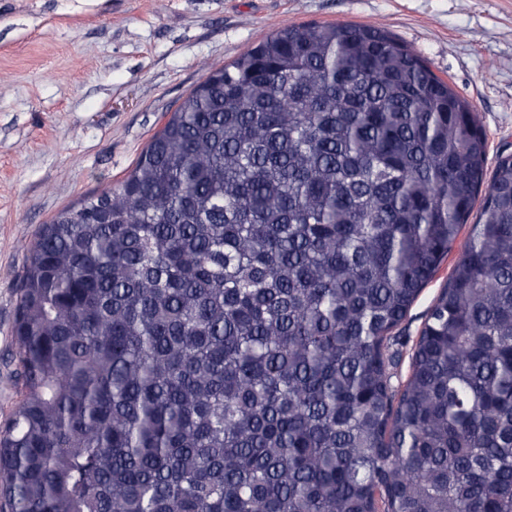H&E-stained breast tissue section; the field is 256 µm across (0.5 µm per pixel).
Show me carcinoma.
Masks as SVG:
<instances>
[{"mask_svg": "<svg viewBox=\"0 0 512 512\" xmlns=\"http://www.w3.org/2000/svg\"><path fill=\"white\" fill-rule=\"evenodd\" d=\"M487 164L385 30L212 70L34 237L8 512H512V155ZM476 207L395 401L384 343Z\"/></svg>", "mask_w": 512, "mask_h": 512, "instance_id": "cac0c4a2", "label": "carcinoma"}]
</instances>
